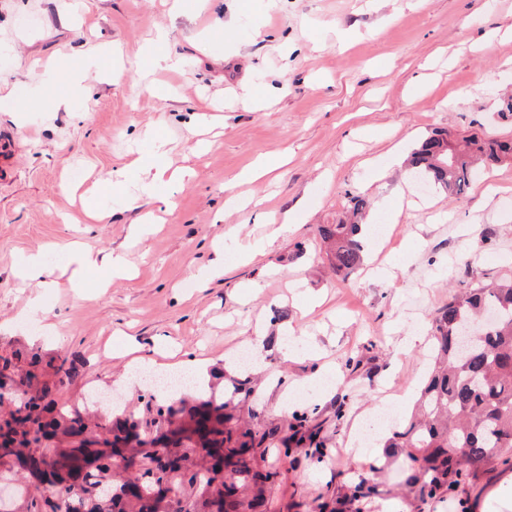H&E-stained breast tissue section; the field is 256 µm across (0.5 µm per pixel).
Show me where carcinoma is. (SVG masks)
I'll return each instance as SVG.
<instances>
[{"label":"carcinoma","instance_id":"obj_1","mask_svg":"<svg viewBox=\"0 0 512 512\" xmlns=\"http://www.w3.org/2000/svg\"><path fill=\"white\" fill-rule=\"evenodd\" d=\"M512 158V140L472 136L463 150L448 135L434 133L413 149L412 173L448 192H466L478 170ZM363 225L324 224L320 235L339 275L363 261ZM494 309L500 320L482 331L465 352L458 329L482 325ZM430 372L409 416L385 440L388 459L419 512L439 503L464 509L457 497L481 469L512 468V279L466 287L450 295L432 322ZM37 354L15 381L20 404L0 411V478L21 468L49 495L25 497L0 512H261L266 492L278 478L275 464L253 468L256 457L289 458L298 448L305 459L325 456L315 412L293 413L282 426L265 429L239 421L237 409L251 394L249 371L210 385V395L190 394L162 402L143 396L141 412L121 413L93 434L76 409L56 406L37 381ZM199 445L191 458L185 445ZM375 487L362 479L348 494L323 501L319 512H362Z\"/></svg>","mask_w":512,"mask_h":512}]
</instances>
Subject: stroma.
Returning <instances> with one entry per match:
<instances>
[{
    "instance_id": "1",
    "label": "stroma",
    "mask_w": 512,
    "mask_h": 512,
    "mask_svg": "<svg viewBox=\"0 0 512 512\" xmlns=\"http://www.w3.org/2000/svg\"><path fill=\"white\" fill-rule=\"evenodd\" d=\"M185 2L177 13L171 0H0V132L16 145L0 181V356L39 353L41 384L82 410L93 389L136 407L128 352L157 337L176 359L230 371L249 348L262 377L246 403L256 423L316 410L328 452L317 467L280 462L269 512H314L316 496L362 479L377 488L364 512L407 503L395 468L371 472L373 449L355 451L359 427L379 405L399 419L414 401L428 348L408 338L430 334L458 281L512 272V164L454 199L411 179L407 158L437 130L512 136V0ZM162 28L159 51L183 70L138 56ZM28 99L36 111H21ZM156 140L194 175L170 204L130 202L112 174ZM273 158L280 167L238 181ZM354 194L369 229L364 263L344 279L318 227L343 218ZM88 205L110 209V222L91 223ZM287 212L298 221L268 223ZM148 213L157 223L131 243ZM76 242L124 254L131 276L105 287L101 272H79ZM37 251L41 290L13 275ZM218 255L223 274L198 287ZM36 296L40 311L18 322ZM60 354L74 381L49 367ZM511 478L480 471L468 512H512Z\"/></svg>"
}]
</instances>
